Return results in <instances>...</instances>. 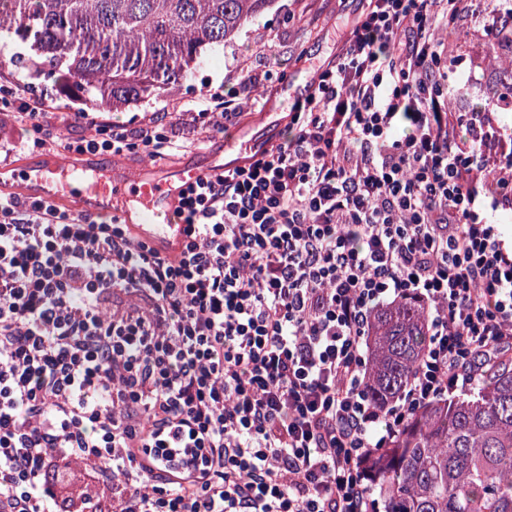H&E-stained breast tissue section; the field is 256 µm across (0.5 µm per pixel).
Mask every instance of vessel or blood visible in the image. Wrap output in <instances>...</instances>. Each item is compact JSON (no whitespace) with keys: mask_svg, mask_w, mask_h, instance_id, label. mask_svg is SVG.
<instances>
[{"mask_svg":"<svg viewBox=\"0 0 512 512\" xmlns=\"http://www.w3.org/2000/svg\"><path fill=\"white\" fill-rule=\"evenodd\" d=\"M223 169V162L217 161L208 170L178 165L126 174L113 169L108 160L93 167H72L49 158L26 165L19 174L1 168L0 191L45 199L76 215L117 218L135 240L175 261L187 243L181 214L187 185Z\"/></svg>","mask_w":512,"mask_h":512,"instance_id":"obj_1","label":"vessel or blood"}]
</instances>
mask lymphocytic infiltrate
<instances>
[{"label":"lymphocytic infiltrate","instance_id":"obj_1","mask_svg":"<svg viewBox=\"0 0 512 512\" xmlns=\"http://www.w3.org/2000/svg\"><path fill=\"white\" fill-rule=\"evenodd\" d=\"M363 3L283 141L189 186L178 263L117 221L0 195V512H379L372 458L512 353L493 220L512 210V134L450 109L436 37L474 0ZM0 111L34 151L180 146L164 112L63 138L20 83H0ZM239 113L209 89L196 121ZM406 299L430 312L426 346L378 407L371 315ZM74 461L112 485L66 507Z\"/></svg>","mask_w":512,"mask_h":512}]
</instances>
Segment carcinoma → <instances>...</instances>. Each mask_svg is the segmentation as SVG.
<instances>
[{
	"instance_id": "obj_1",
	"label": "carcinoma",
	"mask_w": 512,
	"mask_h": 512,
	"mask_svg": "<svg viewBox=\"0 0 512 512\" xmlns=\"http://www.w3.org/2000/svg\"><path fill=\"white\" fill-rule=\"evenodd\" d=\"M274 0H0V31L29 48L5 66L90 111H111L181 84ZM429 311L378 308L368 338V395L396 397L426 344ZM383 512H512V363L473 400L435 402L375 460Z\"/></svg>"
}]
</instances>
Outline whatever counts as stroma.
<instances>
[{
    "label": "stroma",
    "instance_id": "35a3bbf8",
    "mask_svg": "<svg viewBox=\"0 0 512 512\" xmlns=\"http://www.w3.org/2000/svg\"><path fill=\"white\" fill-rule=\"evenodd\" d=\"M362 10L361 0H274L273 5L247 25L218 55H207L176 89L168 94L120 112L111 113L113 123L134 129L151 113L167 111L181 124L207 86L223 84L228 73L261 74L263 86L244 90L242 114L225 129L198 133L196 141L161 158L164 166L205 162L219 152L225 161L250 145L278 143L289 122L286 102L292 84L305 79L341 50L344 37ZM448 66L461 73L463 82L451 94L454 109L474 111L491 106L507 86L508 64H482L489 49L482 25L464 14L457 31L444 37Z\"/></svg>",
    "mask_w": 512,
    "mask_h": 512
}]
</instances>
